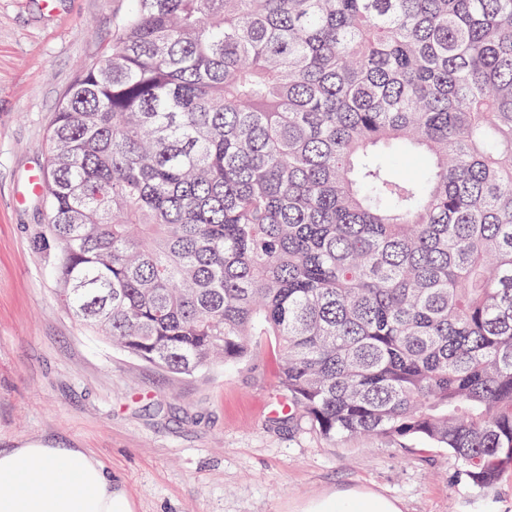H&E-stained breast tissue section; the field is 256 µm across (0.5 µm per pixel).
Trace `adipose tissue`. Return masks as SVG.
<instances>
[{"label":"adipose tissue","mask_w":512,"mask_h":512,"mask_svg":"<svg viewBox=\"0 0 512 512\" xmlns=\"http://www.w3.org/2000/svg\"><path fill=\"white\" fill-rule=\"evenodd\" d=\"M0 512H132L123 489L81 448L0 449ZM308 512H400L382 496L320 500Z\"/></svg>","instance_id":"ef3b65f1"}]
</instances>
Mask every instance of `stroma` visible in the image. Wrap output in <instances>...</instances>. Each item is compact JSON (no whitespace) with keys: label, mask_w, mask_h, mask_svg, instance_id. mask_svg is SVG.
<instances>
[{"label":"stroma","mask_w":512,"mask_h":512,"mask_svg":"<svg viewBox=\"0 0 512 512\" xmlns=\"http://www.w3.org/2000/svg\"><path fill=\"white\" fill-rule=\"evenodd\" d=\"M128 0H0V448H84L133 512H305L370 491L400 512H512V469L474 489L446 449L383 436L333 440L273 423L274 346L262 362L174 375L135 360L66 313L31 172L82 66L112 45Z\"/></svg>","instance_id":"35a3bbf8"}]
</instances>
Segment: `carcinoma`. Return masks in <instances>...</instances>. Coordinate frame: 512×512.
Segmentation results:
<instances>
[{"label":"carcinoma","mask_w":512,"mask_h":512,"mask_svg":"<svg viewBox=\"0 0 512 512\" xmlns=\"http://www.w3.org/2000/svg\"><path fill=\"white\" fill-rule=\"evenodd\" d=\"M48 137L82 324L177 375L272 336L288 419L512 468V0H130Z\"/></svg>","instance_id":"carcinoma-1"}]
</instances>
